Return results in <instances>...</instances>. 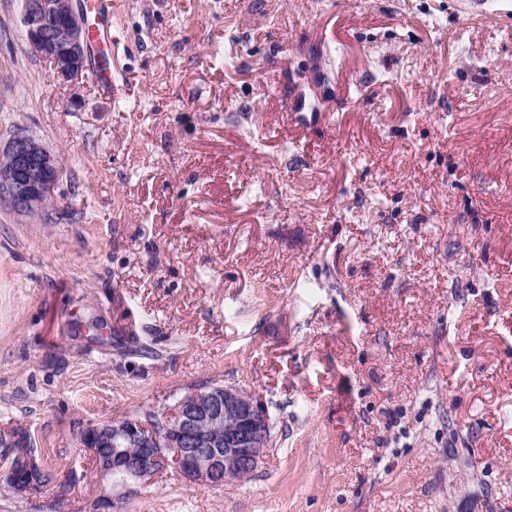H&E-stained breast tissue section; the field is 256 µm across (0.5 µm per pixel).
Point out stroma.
Returning a JSON list of instances; mask_svg holds the SVG:
<instances>
[{
	"mask_svg": "<svg viewBox=\"0 0 512 512\" xmlns=\"http://www.w3.org/2000/svg\"><path fill=\"white\" fill-rule=\"evenodd\" d=\"M112 0V71L57 81L0 0V144L59 161L0 204V430L74 476L0 512H91L80 444L243 387L272 444L119 512H512V0ZM57 159L22 129L0 149V203L17 213L37 212L52 198L60 180Z\"/></svg>",
	"mask_w": 512,
	"mask_h": 512,
	"instance_id": "35a3bbf8",
	"label": "stroma"
}]
</instances>
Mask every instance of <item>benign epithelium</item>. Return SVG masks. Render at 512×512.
<instances>
[{
    "label": "benign epithelium",
    "mask_w": 512,
    "mask_h": 512,
    "mask_svg": "<svg viewBox=\"0 0 512 512\" xmlns=\"http://www.w3.org/2000/svg\"><path fill=\"white\" fill-rule=\"evenodd\" d=\"M21 20L27 44L54 77L63 83L87 78L88 29L73 0H24ZM60 175L57 159L17 129L0 149V203L17 213H35L52 198ZM80 441L90 455L112 449L109 463L97 474L115 479L114 488L145 485L169 470L222 486L233 476L249 477L257 470L270 444V418L247 390L210 384L178 398L156 427L139 419L107 420L85 428ZM43 473L27 428L0 434V478H7L8 490L40 493ZM119 503L112 493L100 495L94 512H117Z\"/></svg>",
    "instance_id": "1"
}]
</instances>
